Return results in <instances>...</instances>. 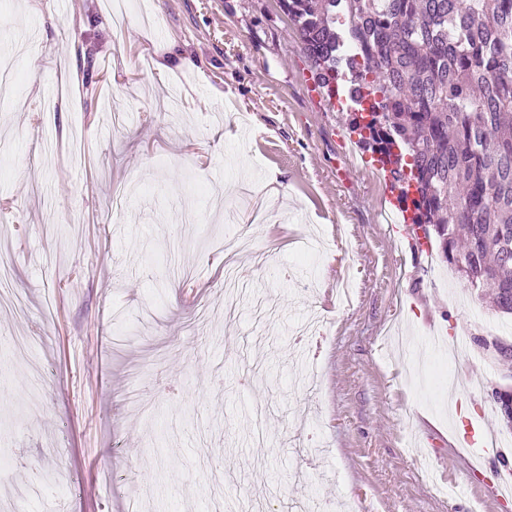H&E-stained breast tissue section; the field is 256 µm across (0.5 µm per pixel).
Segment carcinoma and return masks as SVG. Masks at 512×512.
<instances>
[{"label": "carcinoma", "instance_id": "carcinoma-1", "mask_svg": "<svg viewBox=\"0 0 512 512\" xmlns=\"http://www.w3.org/2000/svg\"><path fill=\"white\" fill-rule=\"evenodd\" d=\"M320 83L377 92L351 133L398 182L413 224L512 316V0H283ZM347 27L336 28L338 15ZM354 53L341 54L345 42ZM364 63H359L357 58Z\"/></svg>", "mask_w": 512, "mask_h": 512}]
</instances>
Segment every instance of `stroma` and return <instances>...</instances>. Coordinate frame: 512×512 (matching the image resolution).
Listing matches in <instances>:
<instances>
[{
    "instance_id": "obj_1",
    "label": "stroma",
    "mask_w": 512,
    "mask_h": 512,
    "mask_svg": "<svg viewBox=\"0 0 512 512\" xmlns=\"http://www.w3.org/2000/svg\"><path fill=\"white\" fill-rule=\"evenodd\" d=\"M127 3L116 44L105 0H0L24 74L0 101V336L34 340L0 378V506L40 471L63 512H512L463 440L500 422L498 364L470 342L426 374L512 318L440 241L394 238L278 0ZM229 253L274 308L262 331L224 316Z\"/></svg>"
}]
</instances>
